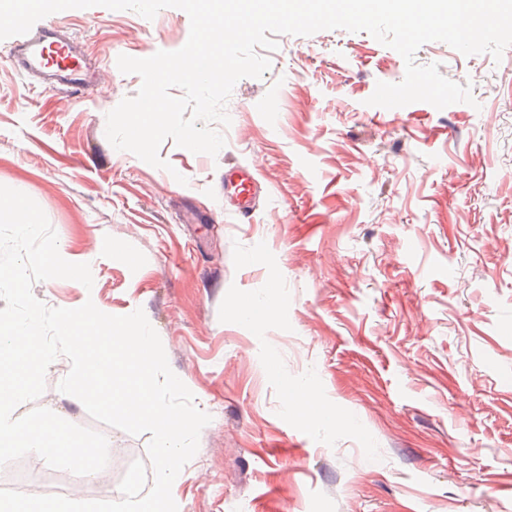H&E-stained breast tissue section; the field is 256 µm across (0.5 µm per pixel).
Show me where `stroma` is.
Here are the masks:
<instances>
[{"label": "stroma", "mask_w": 512, "mask_h": 512, "mask_svg": "<svg viewBox=\"0 0 512 512\" xmlns=\"http://www.w3.org/2000/svg\"><path fill=\"white\" fill-rule=\"evenodd\" d=\"M92 77L70 95L19 71L0 41V185L33 198L60 255L92 288L32 293L111 315L143 309L169 365L211 415L178 495L183 512H512V46L501 59L424 44L418 64L471 84L475 104L368 105L403 58L365 32L278 36L262 78L240 80L217 156L165 141L155 168L108 142L106 115L141 79L119 55L186 43L178 8L154 19L104 7L46 18ZM262 192L250 220L224 203V173ZM274 300L271 319L240 303ZM39 406L104 434L92 479L35 454L0 466V488L119 498L149 434L94 420L58 389ZM311 385L334 423L296 415L285 386Z\"/></svg>", "instance_id": "1"}]
</instances>
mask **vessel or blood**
<instances>
[{
	"label": "vessel or blood",
	"instance_id": "b4317fda",
	"mask_svg": "<svg viewBox=\"0 0 512 512\" xmlns=\"http://www.w3.org/2000/svg\"><path fill=\"white\" fill-rule=\"evenodd\" d=\"M15 49L20 70L57 80L75 95L88 91L77 50L58 26L51 24L20 36ZM258 189V180L248 170L234 168L224 174V195L240 217L249 216Z\"/></svg>",
	"mask_w": 512,
	"mask_h": 512
}]
</instances>
